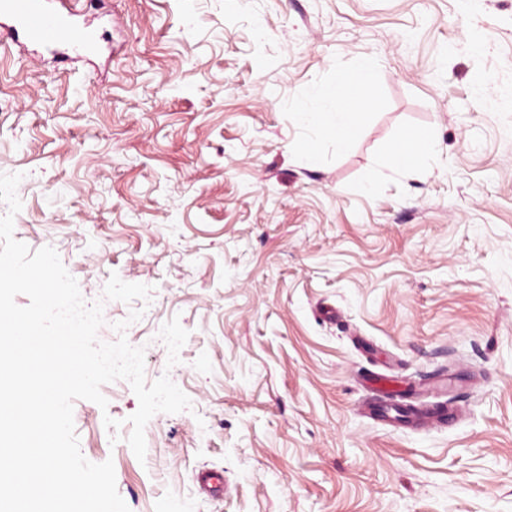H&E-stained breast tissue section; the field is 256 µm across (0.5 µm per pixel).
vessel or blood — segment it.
<instances>
[{
	"label": "vessel or blood",
	"instance_id": "obj_1",
	"mask_svg": "<svg viewBox=\"0 0 512 512\" xmlns=\"http://www.w3.org/2000/svg\"><path fill=\"white\" fill-rule=\"evenodd\" d=\"M66 3L67 0H0V42L8 39L51 49L59 64L69 63L72 54L92 51L99 41L97 33L80 27L76 13ZM366 382L373 393L368 405L370 414L387 419L399 395L393 376L375 373ZM455 417L443 402L432 408H417L406 415L405 421L413 426H432L451 423Z\"/></svg>",
	"mask_w": 512,
	"mask_h": 512
}]
</instances>
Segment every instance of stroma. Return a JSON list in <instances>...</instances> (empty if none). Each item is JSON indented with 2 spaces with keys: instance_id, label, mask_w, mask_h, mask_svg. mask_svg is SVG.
<instances>
[{
  "instance_id": "1",
  "label": "stroma",
  "mask_w": 512,
  "mask_h": 512,
  "mask_svg": "<svg viewBox=\"0 0 512 512\" xmlns=\"http://www.w3.org/2000/svg\"><path fill=\"white\" fill-rule=\"evenodd\" d=\"M78 9L108 32L93 61L0 47V173L22 176L15 238L103 300L99 340L144 346L146 380L191 401L150 419L142 461L130 385L75 401L81 451L113 461L130 512H512V0ZM343 76L356 135L305 148L289 101ZM414 131L430 165H386ZM114 273L151 287L150 315L104 301ZM175 317L181 370L148 345ZM444 370L467 382L452 425L363 414L366 374Z\"/></svg>"
}]
</instances>
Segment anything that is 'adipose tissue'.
<instances>
[{
  "label": "adipose tissue",
  "mask_w": 512,
  "mask_h": 512,
  "mask_svg": "<svg viewBox=\"0 0 512 512\" xmlns=\"http://www.w3.org/2000/svg\"><path fill=\"white\" fill-rule=\"evenodd\" d=\"M295 123L305 131L306 144H314L321 134L340 137L345 129L359 125L364 112L352 105L350 83L339 80L332 89L311 85L306 96L289 104Z\"/></svg>",
  "instance_id": "adipose-tissue-1"
}]
</instances>
